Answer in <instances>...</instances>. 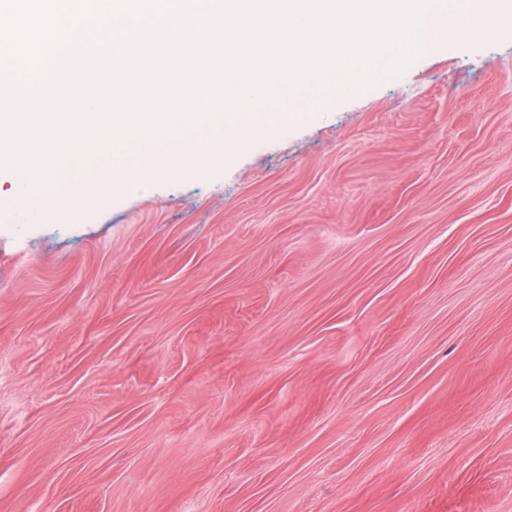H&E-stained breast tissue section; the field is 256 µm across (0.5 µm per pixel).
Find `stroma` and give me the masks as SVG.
Masks as SVG:
<instances>
[{
  "label": "stroma",
  "instance_id": "stroma-1",
  "mask_svg": "<svg viewBox=\"0 0 512 512\" xmlns=\"http://www.w3.org/2000/svg\"><path fill=\"white\" fill-rule=\"evenodd\" d=\"M0 512H512V20L0 212Z\"/></svg>",
  "mask_w": 512,
  "mask_h": 512
}]
</instances>
